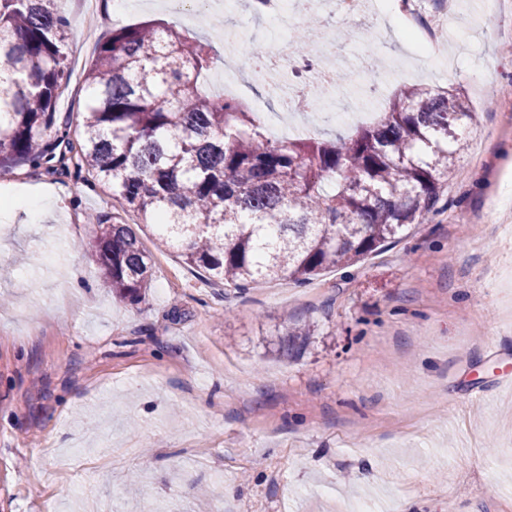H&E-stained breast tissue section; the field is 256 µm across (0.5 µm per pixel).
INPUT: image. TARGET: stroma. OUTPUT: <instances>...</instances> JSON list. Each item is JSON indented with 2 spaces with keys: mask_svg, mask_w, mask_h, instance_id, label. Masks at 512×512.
<instances>
[{
  "mask_svg": "<svg viewBox=\"0 0 512 512\" xmlns=\"http://www.w3.org/2000/svg\"><path fill=\"white\" fill-rule=\"evenodd\" d=\"M59 0L71 20L66 173L22 166L0 196L50 199L39 220L0 214V512H512V19L461 0L477 34L452 67L417 68L397 16L386 39L325 14L345 70L340 97L365 83L381 111L405 82L453 87L476 121L443 210L358 266L298 287L239 291L175 253H154L146 298L113 301L84 250L88 216L133 224L110 193L76 174L88 104L83 73L113 29L173 22L158 7L117 14ZM379 68L364 78V62ZM313 325L300 353H279L283 316Z\"/></svg>",
  "mask_w": 512,
  "mask_h": 512,
  "instance_id": "1",
  "label": "stroma"
}]
</instances>
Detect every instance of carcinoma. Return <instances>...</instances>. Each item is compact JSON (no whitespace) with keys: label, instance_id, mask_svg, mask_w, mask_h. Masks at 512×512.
<instances>
[{"label":"carcinoma","instance_id":"1","mask_svg":"<svg viewBox=\"0 0 512 512\" xmlns=\"http://www.w3.org/2000/svg\"><path fill=\"white\" fill-rule=\"evenodd\" d=\"M70 25L57 0H0V175L51 171L69 142L55 105ZM212 63L209 43L151 20L112 30L83 73L79 169L157 228V249L230 288L305 286L439 212L476 119L468 99L404 86L350 137L273 140L242 102L203 90ZM88 251L116 300L145 299L152 254L132 225L98 223ZM310 336L286 321L281 343L298 352Z\"/></svg>","mask_w":512,"mask_h":512}]
</instances>
